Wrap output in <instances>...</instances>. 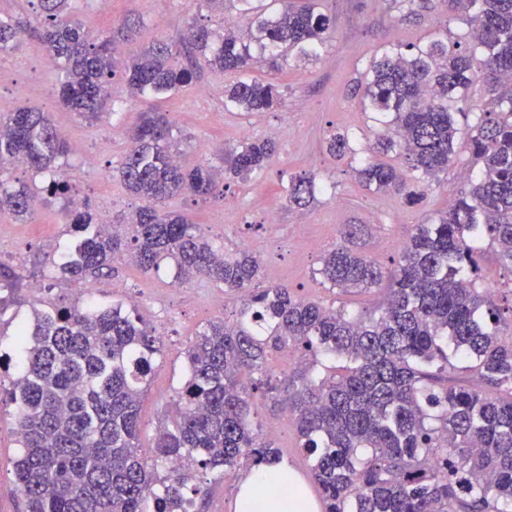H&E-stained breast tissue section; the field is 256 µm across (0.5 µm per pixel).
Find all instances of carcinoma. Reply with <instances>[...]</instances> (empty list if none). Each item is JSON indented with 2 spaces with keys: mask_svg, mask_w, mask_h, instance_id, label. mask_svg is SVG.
Wrapping results in <instances>:
<instances>
[{
  "mask_svg": "<svg viewBox=\"0 0 512 512\" xmlns=\"http://www.w3.org/2000/svg\"><path fill=\"white\" fill-rule=\"evenodd\" d=\"M68 2L38 0L31 29L39 47L63 63L61 103L90 123L119 104L116 76L130 96L158 98L191 84L201 65L229 77L224 109L269 111L282 92L252 76L254 64L280 70L292 60L313 61L334 28L320 0H234L239 26L190 24L189 63L164 39L122 60L111 39L89 36L69 16ZM387 2L407 19L430 0ZM439 2L465 17L467 39L452 40L444 28L406 50L385 49L354 88L362 111L380 125L374 142L362 148L340 129L324 139L338 161L395 155L397 167L366 158L356 178L408 205L420 203L429 180L457 162V134L466 135L479 166L448 209L415 225L393 267L351 247L356 225L324 255L317 275L332 289L389 281L374 314L262 285L252 253H228L203 225L166 210L175 195L205 199L219 189L212 166L176 160L169 113H139L128 131L131 148L113 169L141 201L121 236L96 228L88 207L70 206L71 184L57 178L68 149L48 113L0 108V171L22 166L43 175L36 190L0 178V215L33 214L35 195L59 205L73 237L58 264L63 276H107L124 251L145 273L168 266L181 284L206 278L226 292L250 291L233 319L209 322L186 347L175 415L160 425L150 465L139 446L140 402L165 353L156 329L121 303L33 308L32 320L15 332L24 366L0 392V404L12 405L19 421L23 454L14 475L25 512H194L208 490L199 473L282 462L254 422L257 392L285 402L293 416L324 512H512V303L502 307L478 287L488 252L512 274V0ZM19 40L13 20L0 16V53ZM478 81L491 108L453 109L467 103ZM275 152L270 139L243 141L224 151V173L247 178ZM286 190L289 203L305 208L317 184L291 176ZM20 286L15 271L0 264V311ZM291 351L301 364L282 385L265 374L266 364ZM454 358L476 361L483 385L449 378ZM177 457L190 458L192 467L169 470ZM160 467L167 475L159 476Z\"/></svg>",
  "mask_w": 512,
  "mask_h": 512,
  "instance_id": "cac0c4a2",
  "label": "carcinoma"
}]
</instances>
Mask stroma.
I'll return each instance as SVG.
<instances>
[{"label":"stroma","instance_id":"35a3bbf8","mask_svg":"<svg viewBox=\"0 0 512 512\" xmlns=\"http://www.w3.org/2000/svg\"><path fill=\"white\" fill-rule=\"evenodd\" d=\"M321 4L333 18L335 29L317 60L282 72L261 63L252 71L253 76L280 85L283 97L276 108L251 116L226 111L219 92L225 77L206 69L197 72L192 86L166 98L163 107L171 116L187 164L204 162L223 168V147L245 140H274L277 152L261 175L228 181L223 193L207 201L183 194L168 199L165 207L203 225L226 251L241 249L246 239L262 242L258 252L261 281L282 283L297 295L342 305L353 312H372L382 304L383 290L340 294L325 288L317 275L323 254L339 242L344 225L356 224L360 227L358 250L381 264H391L412 236L415 224L452 204L465 184L472 164L467 140H458V162L430 182L421 204L410 206L396 195L363 188L353 163L326 153L324 137L328 130L341 128L359 144L372 140V123L361 110L352 80L374 55L393 45L426 41L443 27L457 38L465 35L468 27L457 14L440 9H424L401 20L387 0H321ZM76 17L91 35L111 37L128 57L156 39L184 48L185 26L196 22L217 27L223 10L212 0H78ZM39 54L35 41L26 35L5 53V60L19 61L21 67L0 84V105L34 106L49 113L55 125L69 127L82 146L81 151L68 154L74 191L93 212H107L110 222H117L132 213L139 201L119 180L100 183L93 179L83 169L84 156L91 152L95 165L119 167L128 149L126 130L148 104L130 100L126 112L116 117L94 123L82 120L61 105V68H41ZM199 86L212 87V95L198 99L195 89ZM295 174L312 176L320 186L308 208L289 206L282 189ZM0 233L11 242L10 252L0 255V263L22 277L21 303L0 312V352H11L16 325L31 318L33 302L28 288L32 282L41 283L48 303L89 299L108 306L121 300L123 291L139 294L137 312L155 327L166 345L140 405L139 444L143 450H151L157 426L174 414L175 393L184 380L185 348L209 320L233 318L245 301L244 294L224 293L213 282L198 278L184 284L182 294L174 296L170 272L144 274L124 255L114 258L113 272L102 278L98 291L87 293L86 283L61 278L57 272L56 264L73 238L54 205L41 207L22 220L7 218ZM216 298L222 299V307L213 306ZM254 407L264 438L281 450L285 464L300 479H307V462L286 407L261 396L255 397ZM19 455L14 409L0 405V512H24L14 476Z\"/></svg>","mask_w":512,"mask_h":512}]
</instances>
